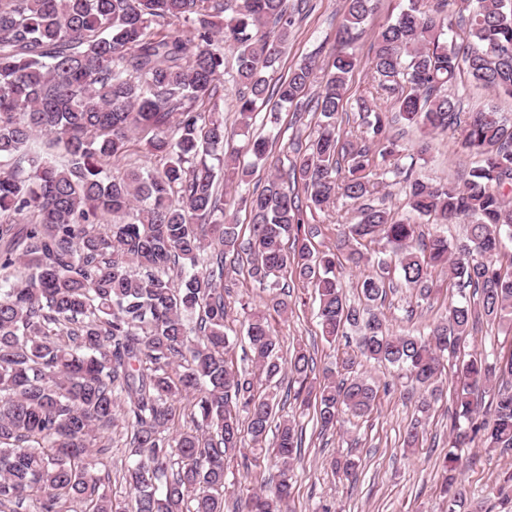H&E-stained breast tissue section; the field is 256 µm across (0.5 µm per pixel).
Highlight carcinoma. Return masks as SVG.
I'll use <instances>...</instances> for the list:
<instances>
[{
    "mask_svg": "<svg viewBox=\"0 0 512 512\" xmlns=\"http://www.w3.org/2000/svg\"><path fill=\"white\" fill-rule=\"evenodd\" d=\"M445 2L410 0L374 32L371 84L357 99L369 120L349 139L338 114L361 61L336 52L311 98L305 91L316 59L274 77L293 25L286 0H0V161L9 163L0 168V215L24 222L19 229L0 224V512H68L72 504L81 512H224L230 460H247L243 442L260 445L271 430L277 479L238 508L286 512L303 432L289 420L274 423L277 394L259 391V383L288 371L297 384L293 401L303 411L315 404L322 433L373 408L377 389L349 377L354 358L324 368L322 382L310 381V353L300 347L283 359L267 316L246 303L256 372L240 376L226 367L224 250L236 247L239 224L224 212L219 175L238 185L250 176L236 153L222 154L226 130L216 98L228 55L232 80L242 87L244 149L255 160L266 159L269 138L252 137L250 129L269 103L322 117L289 171L242 198L252 216L251 275L279 289L276 312L289 308L281 279L311 283L322 336L332 342L345 327L358 329L360 355L405 368L424 392L420 412L439 392L444 357L466 342L479 318L512 326V271L493 259L503 234L512 238V127L494 108L465 110L449 91L465 73L512 97V0H469L457 32ZM375 9L376 0H345L344 30L361 29ZM171 20L186 33H168ZM383 95L424 133L449 131L481 157L461 186L426 183L411 165L390 170L414 216L467 219V244L426 236L384 201L366 202L376 157L398 153L388 113L373 106ZM137 129L151 132L150 152L165 165L158 172L130 168L114 179L101 159L121 161ZM39 134L53 138L67 163L24 151ZM340 198L364 204L335 249L316 252L311 239L319 230L304 226L303 209L313 215ZM377 240L391 246L401 283L420 298L432 293L430 268L446 266L477 302L449 306L447 320L425 331L392 333L371 309L387 296L386 268L358 282L356 303L336 276L338 255L357 266L361 246ZM456 374L442 489L448 512H469L471 491L457 479L453 449L477 439L489 452L512 449V389L499 384L512 379V356L471 354ZM478 387L492 395L480 420ZM186 410L192 427L173 432ZM118 420L126 431L128 502L105 491L100 472L107 463L92 458ZM330 466L357 478L351 458Z\"/></svg>",
    "mask_w": 512,
    "mask_h": 512,
    "instance_id": "cac0c4a2",
    "label": "carcinoma"
}]
</instances>
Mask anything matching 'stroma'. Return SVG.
<instances>
[{
	"label": "stroma",
	"mask_w": 512,
	"mask_h": 512,
	"mask_svg": "<svg viewBox=\"0 0 512 512\" xmlns=\"http://www.w3.org/2000/svg\"><path fill=\"white\" fill-rule=\"evenodd\" d=\"M288 5H302L295 17L290 38L278 63L280 75L288 72L305 57L317 56L321 69L316 82L308 90L316 96L323 81L325 66L331 65L337 49L355 53L362 62L353 71L347 83L344 110L339 115L343 131H359L363 114L356 106L357 98L368 86L369 74L365 66L372 55L374 31L382 24L394 21L407 9L409 0H379L376 13L366 24L363 33L340 43L338 31L344 13V0H287ZM220 107L228 130V147L238 149L241 165L252 167L248 186L227 185L223 188V207L236 213L239 238L247 240L251 216L240 201L247 192L261 191L271 175L289 168L297 146L308 145L317 134L321 117L306 113L296 120L292 108L278 111L276 124H268L266 112H259L251 128L253 134L270 137L272 147L265 161L255 162L243 152V137L237 119L238 87L230 78L220 83ZM390 133L402 151V164H414L416 173L424 180L462 183L469 170L478 163L477 157L463 150L448 134L437 136L426 154H419L423 141L421 131L406 121L393 123ZM224 301L228 317L226 331L233 345L225 356L226 365L234 371L252 367L250 350L244 338L242 303L261 308L269 300L268 291L249 274V258L245 253L227 252L224 262ZM434 292L430 299L418 300L412 291L402 287L390 293L382 307L390 329L394 332L422 330L444 319L452 303L460 299L450 285L444 269L432 273ZM291 308L286 316L276 318L274 328L283 353H292L294 347H304L313 355L317 368L352 355L357 359L356 376L378 390L373 410L364 417L341 421L336 429L321 432L312 416H296L293 403H285L279 416L295 419L303 429L304 447L300 459L292 465L294 493L291 512H319L328 506L330 512H448V502L439 490L441 475L436 461L448 451V397L457 385L455 365L459 357L480 352L488 357L512 354V332L497 324L482 323L467 339L458 354L449 355L447 374L440 382L442 395L429 412L417 411L416 398L410 397L411 383L402 371L388 364H378L359 357L355 343L345 339L327 342L321 335L316 318L317 299L310 284L297 279L289 281ZM420 420L423 436L414 448L405 444L407 427L411 420ZM348 456L358 462V479L350 482L332 472V458ZM465 463L459 478L474 491L476 512H501L492 488L504 487L512 496V450L485 452L481 442H474L461 451ZM249 467H231L228 474L231 494L225 509L233 512L237 499L264 489L276 472L273 460L258 450L248 454Z\"/></svg>",
	"instance_id": "obj_1"
}]
</instances>
